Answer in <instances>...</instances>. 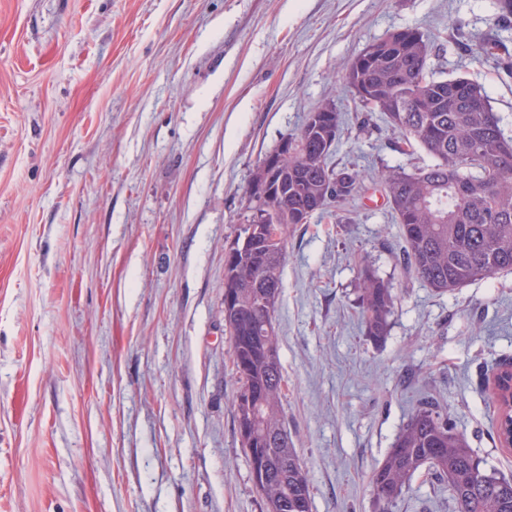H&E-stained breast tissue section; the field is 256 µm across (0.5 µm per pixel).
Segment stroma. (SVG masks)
Segmentation results:
<instances>
[{
	"label": "stroma",
	"mask_w": 512,
	"mask_h": 512,
	"mask_svg": "<svg viewBox=\"0 0 512 512\" xmlns=\"http://www.w3.org/2000/svg\"><path fill=\"white\" fill-rule=\"evenodd\" d=\"M495 0H0V512H263L231 408L224 251L250 175L325 98L338 169L407 160L343 64L403 27L512 135ZM495 35L497 57L479 45ZM381 187L288 237L276 315L312 512H375L371 476L437 399L486 468L512 365V272L439 295L406 268ZM397 301L381 341L359 270ZM391 512H453L417 474Z\"/></svg>",
	"instance_id": "obj_1"
}]
</instances>
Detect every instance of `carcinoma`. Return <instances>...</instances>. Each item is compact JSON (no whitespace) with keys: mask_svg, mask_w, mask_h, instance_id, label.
Instances as JSON below:
<instances>
[{"mask_svg":"<svg viewBox=\"0 0 512 512\" xmlns=\"http://www.w3.org/2000/svg\"><path fill=\"white\" fill-rule=\"evenodd\" d=\"M429 39L412 27L396 29L344 63L345 83L361 110L378 112L396 135L395 150L421 147L433 163L407 172H378L400 227L402 255L417 277L439 294L512 270V137L482 89L464 77L444 79L429 64ZM341 112L327 100L287 135L288 157L254 169L247 193H266L280 238L248 224L247 245L224 253V326L229 332L237 390L232 411L244 448L254 449L252 479L264 512H311L308 474L286 425L283 374L275 316L283 289L288 232L324 215L363 188L357 172L336 170ZM392 288L361 269L358 308L364 334L388 332ZM428 467L448 486L455 512H512V479L488 470L464 435L426 401L371 478L380 512H388L414 474Z\"/></svg>","mask_w":512,"mask_h":512,"instance_id":"carcinoma-1","label":"carcinoma"}]
</instances>
